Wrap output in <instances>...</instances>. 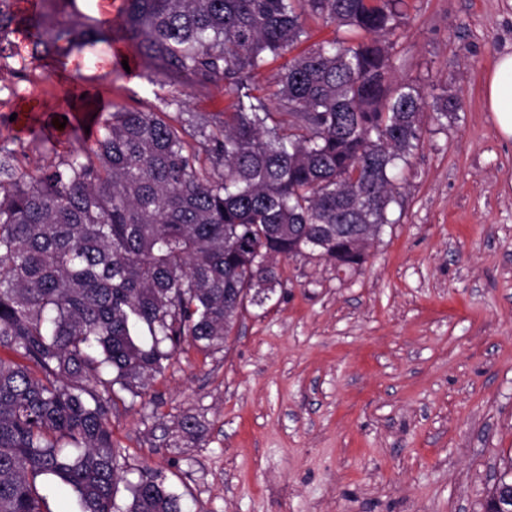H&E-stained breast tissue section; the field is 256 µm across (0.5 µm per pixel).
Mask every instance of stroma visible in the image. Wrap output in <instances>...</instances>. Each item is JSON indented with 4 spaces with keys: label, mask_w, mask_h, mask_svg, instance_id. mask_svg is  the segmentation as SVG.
Instances as JSON below:
<instances>
[{
    "label": "stroma",
    "mask_w": 512,
    "mask_h": 512,
    "mask_svg": "<svg viewBox=\"0 0 512 512\" xmlns=\"http://www.w3.org/2000/svg\"><path fill=\"white\" fill-rule=\"evenodd\" d=\"M404 11L397 78L454 110L424 116L391 224L355 271L280 259V286L223 349L184 346L146 398L117 404L122 510L148 467L185 512H484L512 457V141L484 90L512 53V0ZM11 40L0 139L39 136L66 153L73 85L43 80L24 35ZM131 58L127 43L100 42L68 69L97 102L158 105L167 88ZM187 414L202 430L189 447L171 436Z\"/></svg>",
    "instance_id": "35a3bbf8"
}]
</instances>
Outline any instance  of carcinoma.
I'll return each mask as SVG.
<instances>
[{
    "label": "carcinoma",
    "instance_id": "1",
    "mask_svg": "<svg viewBox=\"0 0 512 512\" xmlns=\"http://www.w3.org/2000/svg\"><path fill=\"white\" fill-rule=\"evenodd\" d=\"M45 2L0 7V71L20 30L48 81L104 40L103 23L57 25ZM125 2L118 31L171 87L163 108L114 103L93 144L42 162L32 141L0 142V512H41L40 477L80 512H116L118 393L142 397L185 344L224 347L280 284L278 257L361 266L420 146L430 104L395 77L390 41L404 0ZM309 18L351 36L299 52ZM194 86L230 105L185 111ZM430 106L448 117V99ZM173 437L194 443L197 418ZM131 495L126 512H183L151 470Z\"/></svg>",
    "mask_w": 512,
    "mask_h": 512
}]
</instances>
